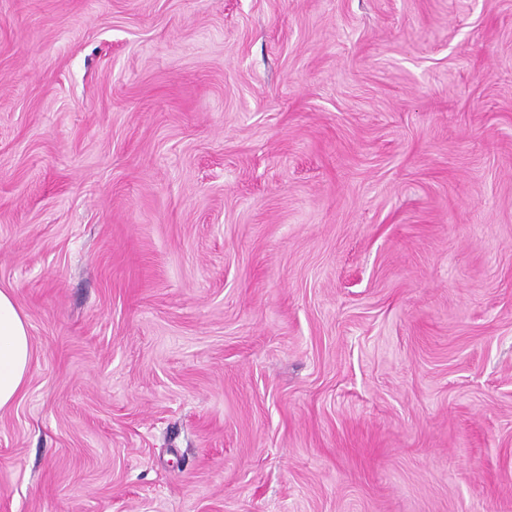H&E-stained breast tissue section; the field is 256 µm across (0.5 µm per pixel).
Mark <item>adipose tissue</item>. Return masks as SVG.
Wrapping results in <instances>:
<instances>
[{
    "mask_svg": "<svg viewBox=\"0 0 512 512\" xmlns=\"http://www.w3.org/2000/svg\"><path fill=\"white\" fill-rule=\"evenodd\" d=\"M31 357L28 319L12 294L0 289V411L23 394Z\"/></svg>",
    "mask_w": 512,
    "mask_h": 512,
    "instance_id": "obj_1",
    "label": "adipose tissue"
}]
</instances>
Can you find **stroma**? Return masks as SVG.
Here are the masks:
<instances>
[{
	"label": "stroma",
	"instance_id": "1",
	"mask_svg": "<svg viewBox=\"0 0 512 512\" xmlns=\"http://www.w3.org/2000/svg\"><path fill=\"white\" fill-rule=\"evenodd\" d=\"M0 512H512V0H0ZM13 295L0 289V411L23 394L31 362V336Z\"/></svg>",
	"mask_w": 512,
	"mask_h": 512
}]
</instances>
